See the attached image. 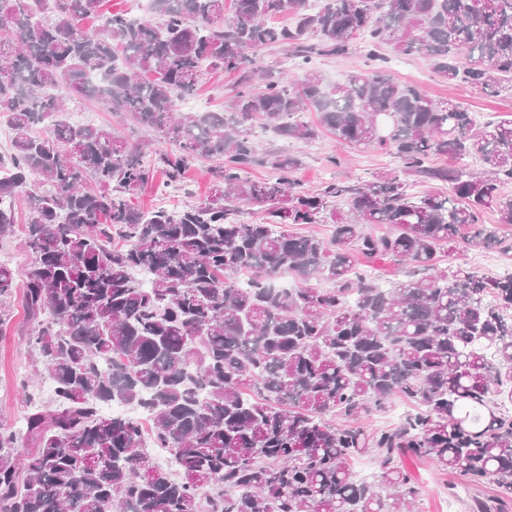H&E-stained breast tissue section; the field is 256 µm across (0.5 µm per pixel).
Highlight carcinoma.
I'll return each mask as SVG.
<instances>
[{
    "label": "carcinoma",
    "instance_id": "1",
    "mask_svg": "<svg viewBox=\"0 0 512 512\" xmlns=\"http://www.w3.org/2000/svg\"><path fill=\"white\" fill-rule=\"evenodd\" d=\"M100 2L0 0L13 17L0 31V240L21 196L33 256L23 271L0 263V299L22 291L28 348L54 385L46 403L23 381V426L0 422V512H410L421 489L405 456L491 485L477 512H512V272L437 267L459 243L512 251L498 234L512 226V118L481 124L395 81L386 54H418L479 97L512 90V0H234L227 14L224 0H153L150 18L112 13L87 31ZM360 35L364 72L331 84L310 68ZM274 46L301 74L254 67ZM205 64L242 73L230 106L178 112ZM68 95L174 149L69 121ZM246 122L302 142L323 128L391 152L401 172L300 191L301 155L258 158ZM197 162L214 171L204 198L132 203L156 171L178 184ZM409 176L448 190L418 194ZM243 203L265 221L238 219ZM324 221L327 242L291 231ZM380 224L390 231H368ZM361 255L409 266L406 279L380 283ZM285 271L298 287L276 286ZM396 399L413 407L396 426L358 424ZM114 401L145 414L105 413ZM149 446L172 450L174 471ZM369 453L375 483L352 468Z\"/></svg>",
    "mask_w": 512,
    "mask_h": 512
}]
</instances>
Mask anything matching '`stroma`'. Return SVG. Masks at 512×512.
<instances>
[{"mask_svg":"<svg viewBox=\"0 0 512 512\" xmlns=\"http://www.w3.org/2000/svg\"><path fill=\"white\" fill-rule=\"evenodd\" d=\"M313 66L333 83L346 82L349 76L365 69L362 41H355L344 56L318 57ZM391 75L400 82L418 85L432 99L453 101L463 105L478 122L512 116V93L493 97H477L465 85L436 76L425 58L419 55L391 58ZM239 82L235 72L209 71L204 75L197 93L178 104L179 111L200 112L225 106ZM73 111L84 113L87 123L108 125L114 131L138 143L149 139L146 130L131 121L109 112L105 106L80 102ZM253 140L259 153L289 151L301 154L303 165L297 171L299 185L306 191L318 189L328 182H341L352 177L370 179L374 172L398 169L399 163L389 153L375 148L338 145L334 134L320 131L315 140L299 143L272 132L254 129ZM440 268L464 267L480 273L512 271V253L493 247L484 251H467L441 255ZM28 328L22 295L0 302V422L19 424L24 405L19 389L20 379L31 371V360L25 343ZM405 470L417 482L421 497L415 512H471L474 500L486 498L490 487H471L454 475L439 470L433 463L413 457L403 458Z\"/></svg>","mask_w":512,"mask_h":512,"instance_id":"35a3bbf8","label":"stroma"}]
</instances>
